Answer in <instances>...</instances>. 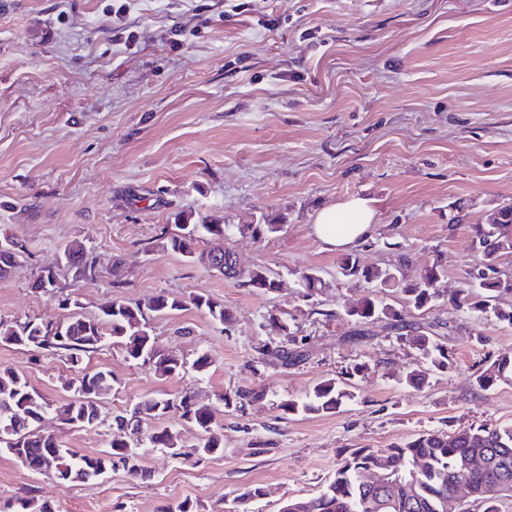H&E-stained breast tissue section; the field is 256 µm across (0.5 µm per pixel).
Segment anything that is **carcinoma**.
Wrapping results in <instances>:
<instances>
[{"label":"carcinoma","mask_w":512,"mask_h":512,"mask_svg":"<svg viewBox=\"0 0 512 512\" xmlns=\"http://www.w3.org/2000/svg\"><path fill=\"white\" fill-rule=\"evenodd\" d=\"M178 232L165 237L162 248L179 253L188 262L199 264L226 278L241 276L233 250L227 246L231 225L213 224L201 217L189 218L176 224ZM205 247L198 248L199 244ZM471 247L478 252V262L470 275L478 291L470 293L462 288L451 294L448 301L467 314L499 312L496 296L492 292L501 288L512 291V281L498 277L496 261L499 253L512 248V206L491 213L483 224L471 225ZM23 251L17 244L13 253L0 251V278L10 274L16 258ZM64 263L77 281H93L97 277L95 258L80 244L64 247ZM341 274L356 282L372 286L361 300L350 304L346 315L360 328L348 336L351 341L365 337L363 325L385 321L395 330L397 339L415 353V367L402 382L420 384L434 373L448 367V347L444 342L448 325L439 321L421 322L407 320L392 308L386 294L394 290L403 296L408 307L423 313L437 296L435 284L442 275L440 265L427 267L416 279H405L396 273L365 268L351 255L341 259ZM244 285L248 288L270 292L276 283L264 270L251 271ZM193 304L203 309L215 321L228 327L231 313L224 304L209 297L197 295ZM63 306L74 308L61 330L50 333L41 323L26 319L4 322L0 320V341L16 345H34L54 350L65 356L72 366L84 362L88 353L101 346L105 337L121 344L132 360H141L140 352L153 348L150 334L151 315H166L180 311L184 302L165 294L156 295L143 308L139 304L115 299L100 309L95 319H88L76 311L77 302L63 300ZM278 329L286 337L281 344L268 350V356L283 365H293L304 357V349L295 343L288 325L279 322ZM184 361L174 355H156L154 369L160 376L178 375ZM512 381V358L502 357L479 372L475 384L488 390L500 383ZM66 391L71 393L67 403L56 407L62 420L77 429L93 426L99 418L90 399L98 398L112 390V373L98 369L84 371L68 379ZM264 397L260 390L241 388L224 394V409L233 411L249 401ZM349 384L327 379L315 384L301 400L288 399L280 403L286 412L332 413L351 399ZM52 404L21 374L5 369L0 372V448H23L29 468L50 448L62 447L53 435L34 428ZM172 411L179 418L200 432L201 440L195 451L200 455H213L224 450L221 436L214 432L213 411L198 405L194 398L183 394L168 399H145L138 402L127 415L115 417L117 429H140L146 419H160ZM147 444L153 448H166L180 457L181 445L176 433L167 427H157L147 433ZM110 450L98 455L78 454L69 450L59 456L58 466L63 476V486L90 480L99 472L112 469L115 462L133 475L142 471L137 449L129 448L123 436L113 435ZM475 460L482 461L478 467ZM373 475V482H363L365 473ZM466 496L484 503V512H498L497 501L503 496L512 497V426L494 424L463 426L451 435L442 432L420 434L406 442L388 448L373 450L356 448L336 468L333 479L322 492L313 498H289L281 512H455L458 489ZM0 512H55L52 504L34 495L17 497L0 505Z\"/></svg>","instance_id":"1"}]
</instances>
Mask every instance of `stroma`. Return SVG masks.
I'll use <instances>...</instances> for the list:
<instances>
[{
	"instance_id": "1",
	"label": "stroma",
	"mask_w": 512,
	"mask_h": 512,
	"mask_svg": "<svg viewBox=\"0 0 512 512\" xmlns=\"http://www.w3.org/2000/svg\"><path fill=\"white\" fill-rule=\"evenodd\" d=\"M123 17H116L119 6ZM134 41H127V34ZM370 200L375 228L352 254L361 265L413 279L440 264L428 318L446 321L449 363L421 386L402 375L413 351L385 324L350 341L343 306L363 287L339 272V252L312 231L316 212ZM512 206V0H0V238L22 242L0 279V319L55 323L78 300L83 316L113 299L146 304L164 293L186 309L151 319L155 346L206 374L162 377L104 341L89 369L111 371L97 427L55 414L39 423L81 454L106 450L115 416L139 401L188 392L214 411L224 452L195 456L192 426L169 413L143 430L178 432L183 457L146 449L144 477L116 466L68 487L0 450V502L29 494L59 512H162L187 500L197 512H233L254 485L249 512H280L312 497L356 448H385L467 425L512 426V383L483 391L478 369L512 357V323L470 316L448 297L469 287V227ZM219 224L281 223L231 245L241 273L265 270L278 287L239 285L161 248L179 213ZM80 242L96 259L77 283L59 258ZM124 261V287L112 264ZM55 289L32 283L42 268ZM322 288L305 297L302 273ZM228 306L231 326L191 306ZM288 323L306 352L283 366L266 356ZM366 374L351 376L354 365ZM0 368L23 374L54 405L75 370L53 352L0 342ZM353 397L329 414L283 411L325 379ZM257 387L263 399L225 412L224 394Z\"/></svg>"
}]
</instances>
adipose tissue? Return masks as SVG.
<instances>
[{
    "instance_id": "obj_1",
    "label": "adipose tissue",
    "mask_w": 512,
    "mask_h": 512,
    "mask_svg": "<svg viewBox=\"0 0 512 512\" xmlns=\"http://www.w3.org/2000/svg\"><path fill=\"white\" fill-rule=\"evenodd\" d=\"M374 211L363 198L352 197L321 208L312 230L328 249L348 251L361 243L372 231Z\"/></svg>"
}]
</instances>
